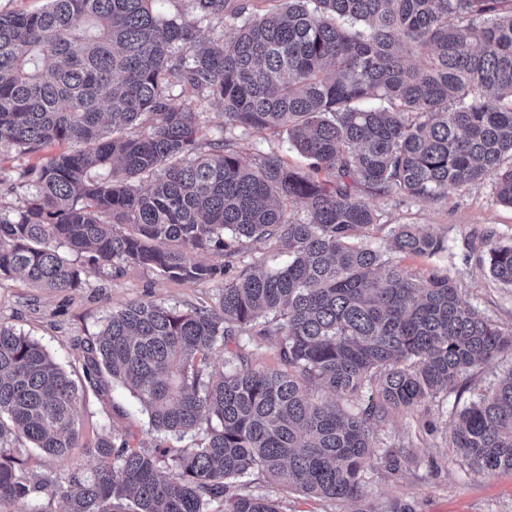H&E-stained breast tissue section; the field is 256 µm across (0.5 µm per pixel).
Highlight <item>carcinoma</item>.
<instances>
[{
    "mask_svg": "<svg viewBox=\"0 0 512 512\" xmlns=\"http://www.w3.org/2000/svg\"><path fill=\"white\" fill-rule=\"evenodd\" d=\"M155 2L0 13V146L68 145L11 179L29 194L0 206V279L79 288L76 254L100 273L117 260L206 281L226 269L191 255L233 257L245 239L286 249L288 263L240 270L211 307L112 309L86 349V388L0 323V512L39 491L20 446L67 459L86 389L111 381L147 414L155 445L99 438L86 449L93 473L53 485L65 512H280L266 496L225 497L255 470L357 500L375 427L512 352V332L448 273L413 276L358 241L378 220L362 189L431 202L512 156V0H271L229 14L228 0H188L170 18ZM205 21L224 33L203 44ZM373 97L389 106L362 107ZM211 100L224 122L208 138ZM252 130L284 131L308 168L242 158L234 140ZM292 200L306 217L288 212ZM497 200L512 207V168ZM386 249L432 258L448 245L397 224ZM490 272L512 287V246L490 249ZM247 328L251 341L275 339L285 368L252 367ZM456 416L451 443L472 467L512 470V372ZM186 436L189 447L169 443Z\"/></svg>",
    "mask_w": 512,
    "mask_h": 512,
    "instance_id": "carcinoma-1",
    "label": "carcinoma"
}]
</instances>
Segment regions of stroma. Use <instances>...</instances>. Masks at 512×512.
<instances>
[{"label": "stroma", "instance_id": "obj_1", "mask_svg": "<svg viewBox=\"0 0 512 512\" xmlns=\"http://www.w3.org/2000/svg\"><path fill=\"white\" fill-rule=\"evenodd\" d=\"M247 160L277 152L290 165L305 166V159L291 148L286 135L253 131L241 136L236 145ZM497 172H487L474 184L449 187L445 198L419 202L405 196L370 195L379 216L377 226L363 230L362 240L383 247L387 226L428 224L445 236L447 254L432 258L393 253L390 264L419 276L432 268L446 270L458 280L464 301L497 326L512 330V288L496 281L489 272L488 251L497 244H512V208L496 199ZM206 265L226 267L235 275L252 264L267 270L282 267L286 253L277 247L247 242L234 257L209 251L197 254ZM224 286L223 280L181 282L161 278L150 269L118 264L109 277L87 270L82 288L53 292L25 280H0V322L37 340L76 382H83V347L99 331L108 312L133 300H148L169 307L213 305ZM512 371V353L495 363L464 375L454 389L427 400L421 406L394 413L374 432L372 460L362 474L364 495L347 502L310 498L272 481L265 474L230 483L232 495L253 494L278 499L281 512H512V470L490 474L476 471L450 444L454 412L477 400ZM120 405L123 415H111L112 405ZM80 440L71 459L47 457L24 446L20 455L33 482H42L80 468L91 474L96 464L87 450L111 429L132 433L133 446L150 448L154 437L148 418L137 401L121 385H113L107 398H88L79 409ZM404 451L397 470L387 466V453Z\"/></svg>", "mask_w": 512, "mask_h": 512}]
</instances>
